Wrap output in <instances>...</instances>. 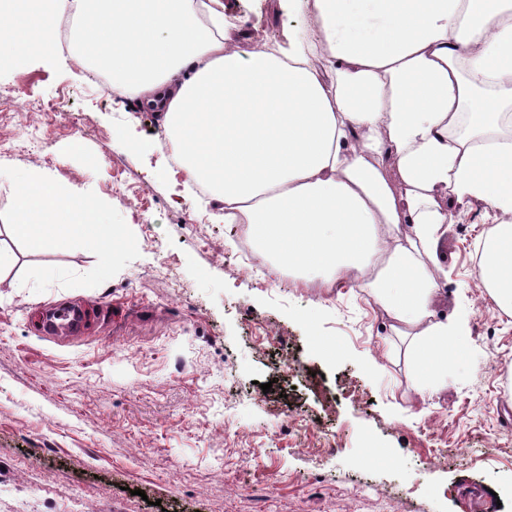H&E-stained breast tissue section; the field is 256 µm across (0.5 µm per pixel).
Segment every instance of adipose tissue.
<instances>
[{
    "mask_svg": "<svg viewBox=\"0 0 512 512\" xmlns=\"http://www.w3.org/2000/svg\"><path fill=\"white\" fill-rule=\"evenodd\" d=\"M287 45L242 49L221 0H0V59L50 54L158 112L186 184L246 227L263 272L365 288L409 340L426 397L462 323L439 318L438 248L483 207L480 279L512 316V0H278ZM409 232H400V225Z\"/></svg>",
    "mask_w": 512,
    "mask_h": 512,
    "instance_id": "adipose-tissue-1",
    "label": "adipose tissue"
}]
</instances>
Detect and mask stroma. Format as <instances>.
I'll return each mask as SVG.
<instances>
[{"mask_svg":"<svg viewBox=\"0 0 512 512\" xmlns=\"http://www.w3.org/2000/svg\"><path fill=\"white\" fill-rule=\"evenodd\" d=\"M223 2L287 43L277 0ZM165 144L160 116L113 100L69 44L0 64V166L93 186L140 252L97 287L36 293L25 269L97 258L27 249L0 220V512H512V317L474 267L482 211L444 237L438 313L470 345L424 400L364 289L264 277ZM58 303L93 306L96 328L45 337Z\"/></svg>","mask_w":512,"mask_h":512,"instance_id":"obj_1","label":"stroma"}]
</instances>
